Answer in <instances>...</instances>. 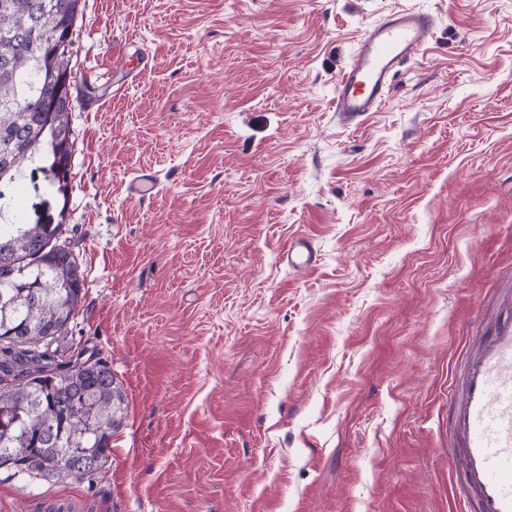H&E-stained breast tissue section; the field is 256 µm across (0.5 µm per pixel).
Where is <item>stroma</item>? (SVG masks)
Here are the masks:
<instances>
[{
	"mask_svg": "<svg viewBox=\"0 0 512 512\" xmlns=\"http://www.w3.org/2000/svg\"><path fill=\"white\" fill-rule=\"evenodd\" d=\"M397 8L434 33L342 126L336 79ZM132 49L124 90L97 78ZM70 65L68 211L26 218L80 241L67 342L125 418L92 478L0 467V512H465L448 385L512 289V0H81ZM157 186L156 175L153 172L140 171L137 176L127 183L126 189L131 197H144L152 193ZM281 260L292 269L305 270L316 263V253L308 237H299L288 243Z\"/></svg>",
	"mask_w": 512,
	"mask_h": 512,
	"instance_id": "35a3bbf8",
	"label": "stroma"
}]
</instances>
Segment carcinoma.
<instances>
[{"label":"carcinoma","mask_w":512,"mask_h":512,"mask_svg":"<svg viewBox=\"0 0 512 512\" xmlns=\"http://www.w3.org/2000/svg\"><path fill=\"white\" fill-rule=\"evenodd\" d=\"M80 0H0V467L43 480L84 479L111 451L125 417L126 394L112 367L85 349L62 348L85 296L79 241L65 224L26 222L32 167L61 202L57 171L73 154L71 113L48 97L72 94L69 48Z\"/></svg>","instance_id":"carcinoma-1"}]
</instances>
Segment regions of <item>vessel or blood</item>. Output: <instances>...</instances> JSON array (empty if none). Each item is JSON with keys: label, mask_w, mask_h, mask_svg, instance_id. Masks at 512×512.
Returning a JSON list of instances; mask_svg holds the SVG:
<instances>
[{"label": "vessel or blood", "mask_w": 512, "mask_h": 512, "mask_svg": "<svg viewBox=\"0 0 512 512\" xmlns=\"http://www.w3.org/2000/svg\"><path fill=\"white\" fill-rule=\"evenodd\" d=\"M436 25L434 15L397 9L370 25L341 71L332 110L344 125H362L384 104L393 81L419 54ZM157 186L154 173L138 172L126 186L144 197ZM281 259L300 270L316 262L307 237L289 242ZM449 464L455 488L472 512H512V290L493 323L465 345L452 382Z\"/></svg>", "instance_id": "b4317fda"}]
</instances>
